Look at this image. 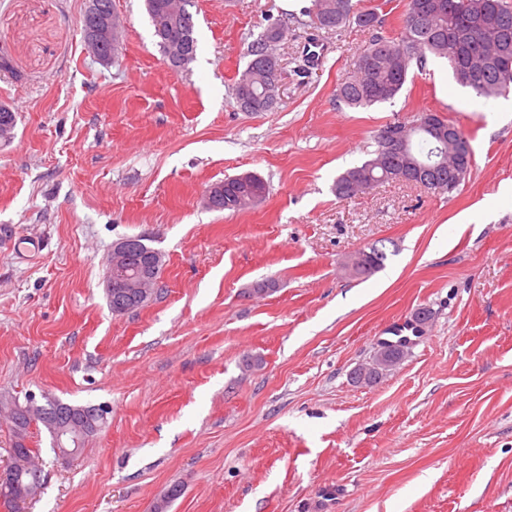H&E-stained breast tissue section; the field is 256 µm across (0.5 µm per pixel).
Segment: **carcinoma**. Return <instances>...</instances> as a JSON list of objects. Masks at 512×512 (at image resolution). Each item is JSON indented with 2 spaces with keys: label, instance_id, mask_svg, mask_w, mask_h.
Here are the masks:
<instances>
[{
  "label": "carcinoma",
  "instance_id": "1",
  "mask_svg": "<svg viewBox=\"0 0 512 512\" xmlns=\"http://www.w3.org/2000/svg\"><path fill=\"white\" fill-rule=\"evenodd\" d=\"M182 0H146L149 18L167 14ZM300 14L310 18L316 30H340L351 21L365 28H376V7L360 6V0H309ZM284 38L279 23L268 26L251 47L252 59L239 71L231 87L234 103L243 112H270L268 92L279 82L274 70L279 66L278 46ZM447 61L457 85L477 98L489 99L512 90V69L503 70L501 61H512V6L505 0H417L406 4L400 18V31L394 36L375 34L368 47L357 57L352 73L336 87V99L352 108H365L394 99L405 86L413 66H423L428 56ZM388 125L374 135L376 149L363 163L344 170L334 184L336 197L351 198L379 183L407 182L402 172L404 159L387 153L384 137ZM428 137L419 129L409 135L412 155L423 160L428 155ZM437 159L443 163L432 173H421V182L429 193H445L448 184L463 182L470 168L459 169V160L473 159L470 138L456 128L453 140L436 142ZM261 193L266 198L267 184L241 176L224 179V199L218 210L240 212L255 206L250 197ZM384 248L373 246L361 270L350 273L367 279L385 266ZM404 347L394 344L375 352L369 364L355 372L366 385L382 381L402 359ZM16 472L23 484L31 483V473L24 460L35 454L30 447L29 422L10 425Z\"/></svg>",
  "mask_w": 512,
  "mask_h": 512
}]
</instances>
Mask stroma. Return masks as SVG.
Returning <instances> with one entry per match:
<instances>
[{
	"label": "stroma",
	"instance_id": "35a3bbf8",
	"mask_svg": "<svg viewBox=\"0 0 512 512\" xmlns=\"http://www.w3.org/2000/svg\"><path fill=\"white\" fill-rule=\"evenodd\" d=\"M304 0H194L198 50L171 73L145 0H114L118 60L86 50L88 0H0V396L108 408L68 462L40 432L44 484L22 512H512V94L475 98L446 61L412 69L393 101L335 90L371 37L289 24L280 98L230 92L268 24ZM470 138L453 193L337 176L373 136L420 111ZM261 175L242 212L202 204ZM149 234L160 290L113 315L106 258ZM385 243V268L346 260ZM429 320L378 385L354 383L388 329Z\"/></svg>",
	"mask_w": 512,
	"mask_h": 512
}]
</instances>
